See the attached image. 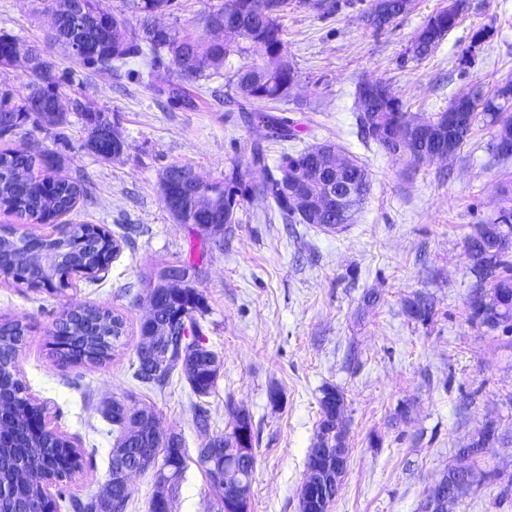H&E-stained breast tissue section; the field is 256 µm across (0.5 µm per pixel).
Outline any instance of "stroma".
I'll return each mask as SVG.
<instances>
[{
	"label": "stroma",
	"instance_id": "35a3bbf8",
	"mask_svg": "<svg viewBox=\"0 0 512 512\" xmlns=\"http://www.w3.org/2000/svg\"><path fill=\"white\" fill-rule=\"evenodd\" d=\"M222 0H175L162 24L199 36L203 20ZM331 15L289 10L281 20L300 80L281 103L298 120V139L268 146L283 152L323 142L340 146L371 173V192L352 224L327 232L315 224H284L258 203H241L225 225L221 248L202 251L191 225L177 223L162 202L161 176L171 164L192 166L205 182L233 171L261 182L248 164L251 128L224 107V74L188 83L191 109L168 104L138 76L143 59L119 71L90 73L49 46L51 17L42 0H0V32L21 48H38L55 63L64 98H80L108 114L126 148L101 159L83 147L80 119L69 128L72 149L63 175L85 180L87 195L62 221L98 224L112 235L139 228L96 279L73 277L64 294L33 290L0 278V322L23 321L26 344L17 368L52 426L94 449L90 465L57 499L98 491L108 478L114 439L102 415L115 397L132 394L155 412L163 433L180 434L188 450L209 434L230 433L237 411L251 417L256 437L249 512H300L306 459L316 440L325 384L343 391L350 460L330 512H420L430 486L455 462L488 420L503 439L483 467L497 482L471 489L450 512H512L497 503L512 479V344L471 322L466 298L473 278L465 240L494 217L500 190L512 179V159L490 151L493 127L476 123L455 155L432 162L397 161L364 143L355 116L359 81L389 85L409 119L440 112L475 85L485 90L512 79V0H466L457 25L424 60L404 54L428 17L448 0H415L414 8L382 29L368 21L372 0H340ZM488 35L471 62L462 53L480 29ZM196 267V286L208 307L198 320L223 369L208 398L211 428H195L194 396L184 376L163 390L139 387L130 364L148 311L144 277L164 265ZM381 298L366 303V289ZM429 296L432 322L411 320L405 303ZM107 307L125 321L122 344L103 367L60 362L49 330L77 306ZM279 403H271V391ZM204 472L189 464L171 512H208Z\"/></svg>",
	"mask_w": 512,
	"mask_h": 512
}]
</instances>
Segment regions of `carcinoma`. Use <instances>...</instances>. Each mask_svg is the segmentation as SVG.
<instances>
[{
    "label": "carcinoma",
    "instance_id": "obj_1",
    "mask_svg": "<svg viewBox=\"0 0 512 512\" xmlns=\"http://www.w3.org/2000/svg\"><path fill=\"white\" fill-rule=\"evenodd\" d=\"M46 2L53 15L49 41L89 72L110 70L147 50L151 70L165 69L174 72L182 81L198 82L217 74L230 56H246V61L228 78V99L237 103L240 111L248 112L255 135L251 166L266 172L264 180L253 184L235 171L224 182L198 186L191 180L192 167L172 164L162 173V202L178 223L203 225L200 233L211 246L220 242L224 225L233 223L235 209L244 201L275 205L286 224L306 223L303 214L291 203L288 189L293 173L299 167L311 174L310 190L321 188L320 178L315 174L318 148L284 152L272 167L261 147L264 141L294 140L300 132L299 124L288 116L266 110L268 104L288 100L299 77L288 55L279 22L288 12L291 0H277L276 9L265 11L256 8L254 0H224L221 7L204 18V29L222 30L226 11L233 12L235 31L220 39L192 37L176 26H158L157 13L171 10L173 0H125V12L117 14L112 12V6L106 0ZM403 4L404 0H388V8L384 11L370 9L371 25L379 28L406 14ZM461 10L462 0H451L447 7L430 16L406 55L412 59L428 56L455 27ZM127 12L135 17L136 24L130 23L125 16ZM16 56L17 38L0 33V69L13 66ZM27 71L31 80L27 83L26 96L16 100L9 90L0 92V138L30 124L50 133L56 148L0 150V208L15 214L26 224H48L71 211L86 195L84 182L60 175L66 152L70 151L68 112L76 113L85 122L88 137L84 147L95 156L117 157L123 154L125 142L107 130L111 121L103 110L82 101L72 102L69 109L64 107L55 63L41 51L29 50ZM153 88L158 94L167 96L174 106H193L192 99L179 87L155 84ZM356 97L362 139L376 143L397 160L406 158L411 163H420L441 151L454 154L469 139L479 119L497 128L491 143L492 153L502 158L512 157V113L508 112L512 94L505 92L503 84L490 95L476 87L455 99L447 110L432 112L417 125L407 119L402 103L383 81L374 92L365 89V82H358ZM332 148L343 160L341 174L351 184L352 198L346 210L328 213L321 221L325 228L330 224L351 223L371 186L366 167L339 146L334 144ZM501 202L498 217L479 225L465 241L474 277L466 305L472 322L509 337L512 335L511 187L501 190ZM133 231L135 227L130 225L127 232L116 239L95 224H70L61 236H38L19 235L12 227L0 225V253L16 260L10 275L12 280L20 279L26 287L34 289L48 284L54 292L62 293L68 287L64 275L77 266L97 271L108 255L114 256L120 251V244L131 242ZM36 253L50 254L55 261L45 267L27 263L26 259ZM168 269L166 265L152 271L146 276V286L159 298L160 319L174 324L178 328L176 335L192 336L193 342L183 347L174 344L166 365L158 372L145 366L143 346H138L132 376L148 389L161 390L174 374L184 375L197 397L192 403L195 426L207 431L211 416L204 398L211 395L216 379L208 367L209 351L197 347L206 342L196 318V313L205 309V299L196 287L178 291L156 287ZM405 312L413 320L429 322L435 315V307L429 297L419 294L407 301ZM26 333L27 327L19 322L0 324V404L13 409L16 414L10 439L0 445V512H18L24 504L33 512H55V503L46 498L45 488L70 472L77 460L85 456V449L54 428L37 434L27 433L28 414L39 411L40 407L28 393L14 360L15 351L24 345ZM124 335L123 318L108 308L96 306L85 307L78 313L63 311L51 330L58 359L88 366L109 362ZM321 393V418L315 447L308 454L310 458L318 448L343 447L346 435L342 421L336 418V410H344L343 392L334 385H326ZM144 415L147 423L138 430L132 422L104 411L117 441L109 464H114L122 455L127 456L130 464H136L144 448H153L162 456L168 453L166 438L153 433L150 426L155 415L147 411ZM243 428L248 430L249 447H254L251 417L245 412L236 414L235 432L224 437L225 461L236 465L233 482L226 484L215 479L201 456L194 459L206 476L209 498L217 512H236L233 508L236 488L251 487L255 460H244L238 455L240 443L236 430ZM483 456V444L479 440L474 439L468 447L458 449L455 464L448 468V474L467 479L460 493L482 481L495 480V474L479 468ZM103 493L112 494V501L119 505L120 512H126L131 489L114 482L105 486ZM98 497L97 493H89L72 498L70 508L72 512H95L94 503Z\"/></svg>",
    "mask_w": 512,
    "mask_h": 512
}]
</instances>
